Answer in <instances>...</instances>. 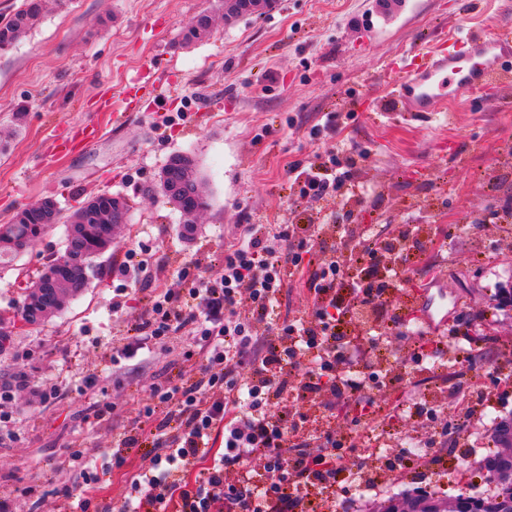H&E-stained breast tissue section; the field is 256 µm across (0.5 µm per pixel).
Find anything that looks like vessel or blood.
Here are the masks:
<instances>
[{"label":"vessel or blood","mask_w":512,"mask_h":512,"mask_svg":"<svg viewBox=\"0 0 512 512\" xmlns=\"http://www.w3.org/2000/svg\"><path fill=\"white\" fill-rule=\"evenodd\" d=\"M418 57L393 85V111L430 112L435 104L473 101L497 87L512 73V36L482 24L461 37H439Z\"/></svg>","instance_id":"1"}]
</instances>
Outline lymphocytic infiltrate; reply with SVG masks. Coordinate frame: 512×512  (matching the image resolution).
I'll return each mask as SVG.
<instances>
[{
    "label": "lymphocytic infiltrate",
    "mask_w": 512,
    "mask_h": 512,
    "mask_svg": "<svg viewBox=\"0 0 512 512\" xmlns=\"http://www.w3.org/2000/svg\"><path fill=\"white\" fill-rule=\"evenodd\" d=\"M314 237L310 224L284 225L273 236L266 225H246L224 254L221 277H207L196 263L179 272L182 292L144 297L123 353L135 356L150 341L189 328L201 362L197 379L152 387L144 420L118 433L112 467H123L125 451L143 443L157 451L151 469L132 475L120 512H336L341 470L334 451L355 442L322 429L318 452L309 453L306 425L331 410L321 393L349 398L341 345L348 324L368 310L390 331L396 321L384 315V296L409 268H385L375 238L366 235L350 252L351 281L342 288L338 261L316 249ZM303 276L314 290L310 314L256 336L254 319L270 316L284 288ZM214 387L223 389L222 399L209 398ZM300 401L307 412L297 410ZM257 459L262 469L254 468Z\"/></svg>",
    "instance_id": "lymphocytic-infiltrate-1"
}]
</instances>
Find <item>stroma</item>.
I'll return each mask as SVG.
<instances>
[{
    "label": "stroma",
    "instance_id": "stroma-1",
    "mask_svg": "<svg viewBox=\"0 0 512 512\" xmlns=\"http://www.w3.org/2000/svg\"><path fill=\"white\" fill-rule=\"evenodd\" d=\"M210 4L70 0L61 8L49 0L39 23L0 51V224L45 198L61 209L59 224L0 268V314L17 313L83 202L110 192L130 208L88 288L44 322L17 329L0 353L8 394L0 400V495L13 512H57L61 489L81 481L71 451L111 460L118 428L143 413L151 385L179 373L197 378V361L186 356L190 331L132 359L123 338L143 295L181 290L182 267L200 260L208 276H221L222 253L249 224L317 225V247L336 255L364 231L395 243L413 228L407 244L418 261L388 292L389 315H416L411 294L432 282L447 331L487 340L475 364L447 372L444 396L486 395L488 410L512 420V384L496 380L502 369L512 375L498 349L512 344V306L498 300L499 287L512 283V223L498 218L512 202V76L476 109H381L424 39L483 23L512 31V0H275L264 14L216 20L206 37L181 46L183 28ZM132 86L125 118L109 122L106 106ZM93 123L100 134L78 140ZM337 151L357 159L344 170L345 189L302 196L294 168ZM177 153L194 158L209 197L188 238L181 214L146 191ZM417 388L406 379L377 388L360 435L392 425L427 436V416L391 418ZM476 446L441 488L420 477L384 481L366 496L348 484L338 497L349 512H373L415 488L443 500L474 494L480 459L494 444L483 437ZM152 459L144 449L129 453L122 471L103 475L98 498L120 506L130 477Z\"/></svg>",
    "mask_w": 512,
    "mask_h": 512
}]
</instances>
